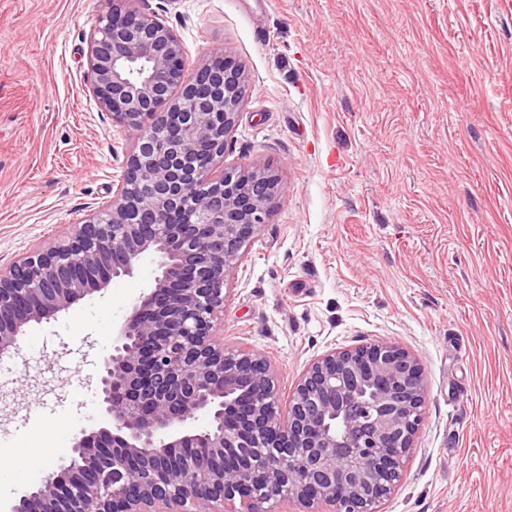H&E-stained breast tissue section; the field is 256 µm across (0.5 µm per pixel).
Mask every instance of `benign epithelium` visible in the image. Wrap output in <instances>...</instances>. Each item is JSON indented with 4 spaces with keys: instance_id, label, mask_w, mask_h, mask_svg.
Here are the masks:
<instances>
[{
    "instance_id": "1",
    "label": "benign epithelium",
    "mask_w": 512,
    "mask_h": 512,
    "mask_svg": "<svg viewBox=\"0 0 512 512\" xmlns=\"http://www.w3.org/2000/svg\"><path fill=\"white\" fill-rule=\"evenodd\" d=\"M105 2L87 41L89 87L136 142L112 197L73 235L0 265V356L19 355L31 326L133 274L144 256L160 274L102 358L106 425L81 430L70 457L9 512H217L236 498L259 512L261 492L305 512L322 502L378 512L423 420L418 363L388 342L331 350L284 410L276 367L224 345L225 278L279 187L268 170L224 167L244 70L220 51L188 78L181 42L149 0ZM198 414L209 426L183 430ZM229 451L243 457L235 471L224 468Z\"/></svg>"
}]
</instances>
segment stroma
Returning <instances> with one entry per match:
<instances>
[{
    "label": "stroma",
    "instance_id": "stroma-1",
    "mask_svg": "<svg viewBox=\"0 0 512 512\" xmlns=\"http://www.w3.org/2000/svg\"><path fill=\"white\" fill-rule=\"evenodd\" d=\"M188 69L216 49L247 92L226 164L278 178L227 276L224 343L292 390L336 349L397 344L423 421L381 512H512V0H150ZM103 0H0V263L63 239L134 135L89 90ZM158 273L145 257L0 374V512L39 481L35 438L101 421L100 362Z\"/></svg>",
    "mask_w": 512,
    "mask_h": 512
}]
</instances>
